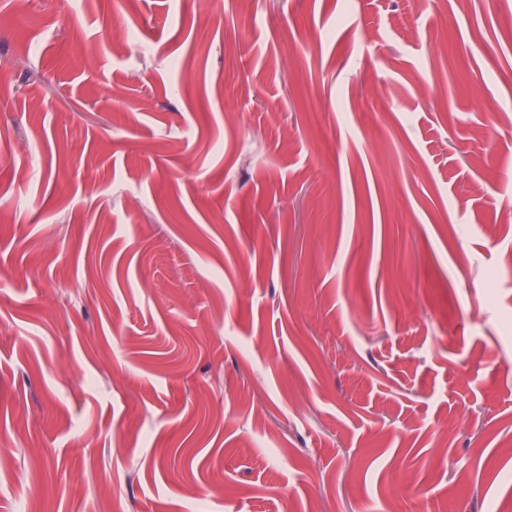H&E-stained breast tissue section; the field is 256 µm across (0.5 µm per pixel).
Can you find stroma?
<instances>
[{
	"label": "stroma",
	"instance_id": "1",
	"mask_svg": "<svg viewBox=\"0 0 512 512\" xmlns=\"http://www.w3.org/2000/svg\"><path fill=\"white\" fill-rule=\"evenodd\" d=\"M0 453V512H512V0H0Z\"/></svg>",
	"mask_w": 512,
	"mask_h": 512
}]
</instances>
